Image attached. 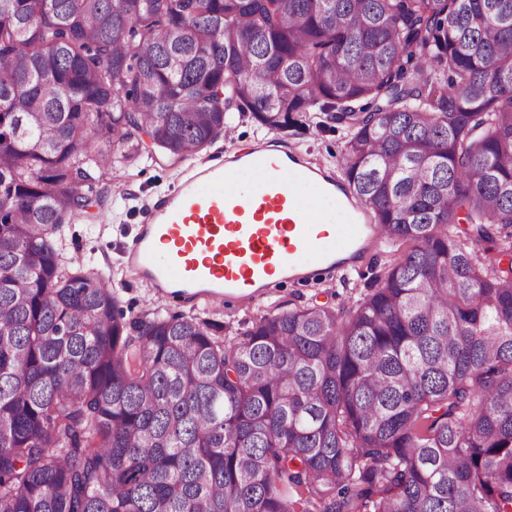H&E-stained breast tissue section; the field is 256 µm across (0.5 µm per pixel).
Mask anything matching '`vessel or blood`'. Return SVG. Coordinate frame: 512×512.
Instances as JSON below:
<instances>
[{
  "instance_id": "b4317fda",
  "label": "vessel or blood",
  "mask_w": 512,
  "mask_h": 512,
  "mask_svg": "<svg viewBox=\"0 0 512 512\" xmlns=\"http://www.w3.org/2000/svg\"><path fill=\"white\" fill-rule=\"evenodd\" d=\"M266 145L200 164L159 197L126 251L130 271L152 293L184 303L263 293L273 277L308 279L312 261L338 269L360 262L377 236L344 183L297 153ZM301 185L334 199L351 222L346 242L309 223L295 198Z\"/></svg>"
}]
</instances>
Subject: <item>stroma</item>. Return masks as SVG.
<instances>
[{
    "mask_svg": "<svg viewBox=\"0 0 512 512\" xmlns=\"http://www.w3.org/2000/svg\"><path fill=\"white\" fill-rule=\"evenodd\" d=\"M347 137L344 125L316 109L285 132L263 127L252 113L234 114L229 134L219 136L196 156L172 164L144 153L84 187L88 212L63 227V254L70 259L89 258L93 266L110 272L127 317L158 307L172 315L222 325L227 339L249 329L261 316L282 313L297 305H351L371 281L383 275L392 257L390 244L377 243L357 266L339 271L326 269L304 281L281 282L261 296L221 306L206 300L186 304L149 293L134 278L122 256L154 195L176 188L191 166L264 143L288 147L314 165L334 170L346 151Z\"/></svg>",
    "mask_w": 512,
    "mask_h": 512,
    "instance_id": "35a3bbf8",
    "label": "stroma"
}]
</instances>
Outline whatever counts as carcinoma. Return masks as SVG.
Returning <instances> with one entry per match:
<instances>
[{"label": "carcinoma", "instance_id": "1", "mask_svg": "<svg viewBox=\"0 0 512 512\" xmlns=\"http://www.w3.org/2000/svg\"><path fill=\"white\" fill-rule=\"evenodd\" d=\"M317 104L401 250L350 306L226 342L62 263L139 135ZM507 227L512 0H0V512H512Z\"/></svg>", "mask_w": 512, "mask_h": 512}]
</instances>
